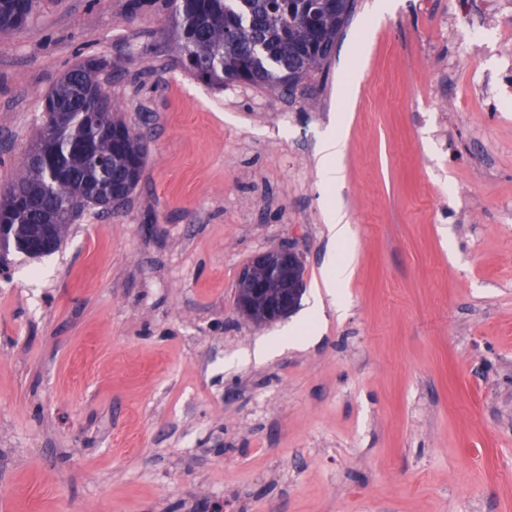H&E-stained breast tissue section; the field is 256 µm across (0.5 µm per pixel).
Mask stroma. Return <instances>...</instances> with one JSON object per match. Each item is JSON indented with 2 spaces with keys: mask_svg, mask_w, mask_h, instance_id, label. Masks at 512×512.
Returning <instances> with one entry per match:
<instances>
[{
  "mask_svg": "<svg viewBox=\"0 0 512 512\" xmlns=\"http://www.w3.org/2000/svg\"><path fill=\"white\" fill-rule=\"evenodd\" d=\"M357 0L294 94L213 89L176 64L169 0H39L0 36V193L72 66L143 134L128 201L0 275V512H512V0L457 40L453 0ZM346 148L353 274L336 311L321 133ZM292 245L312 342L234 292Z\"/></svg>",
  "mask_w": 512,
  "mask_h": 512,
  "instance_id": "obj_1",
  "label": "stroma"
}]
</instances>
